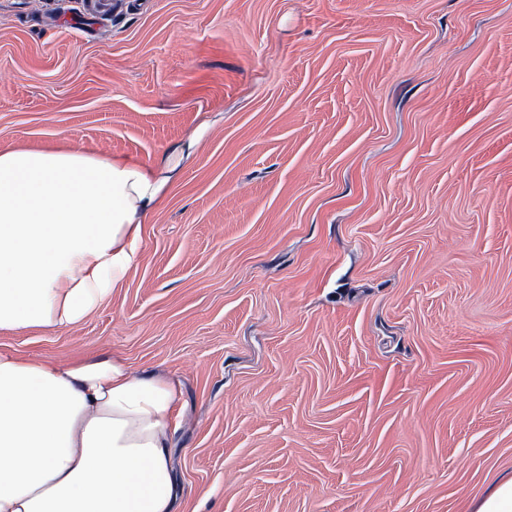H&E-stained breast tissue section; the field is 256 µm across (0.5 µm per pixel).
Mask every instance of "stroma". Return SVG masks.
I'll list each match as a JSON object with an SVG mask.
<instances>
[{
  "label": "stroma",
  "instance_id": "obj_1",
  "mask_svg": "<svg viewBox=\"0 0 512 512\" xmlns=\"http://www.w3.org/2000/svg\"><path fill=\"white\" fill-rule=\"evenodd\" d=\"M193 138L124 282L0 351L172 382L175 512H471L512 474V0H0V150Z\"/></svg>",
  "mask_w": 512,
  "mask_h": 512
}]
</instances>
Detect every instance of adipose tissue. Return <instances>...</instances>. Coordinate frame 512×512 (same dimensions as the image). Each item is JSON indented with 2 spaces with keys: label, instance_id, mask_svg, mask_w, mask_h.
Masks as SVG:
<instances>
[{
  "label": "adipose tissue",
  "instance_id": "adipose-tissue-1",
  "mask_svg": "<svg viewBox=\"0 0 512 512\" xmlns=\"http://www.w3.org/2000/svg\"><path fill=\"white\" fill-rule=\"evenodd\" d=\"M184 155L0 152V332L68 328L102 303ZM174 404L172 386L108 354L0 352V512H173Z\"/></svg>",
  "mask_w": 512,
  "mask_h": 512
}]
</instances>
